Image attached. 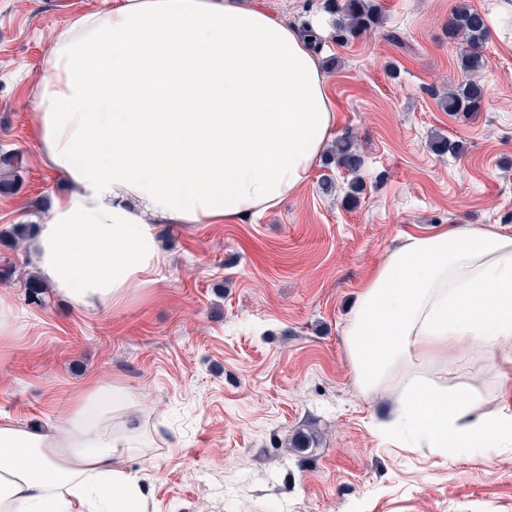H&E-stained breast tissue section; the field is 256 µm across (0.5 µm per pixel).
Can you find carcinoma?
Listing matches in <instances>:
<instances>
[{
    "instance_id": "1",
    "label": "carcinoma",
    "mask_w": 512,
    "mask_h": 512,
    "mask_svg": "<svg viewBox=\"0 0 512 512\" xmlns=\"http://www.w3.org/2000/svg\"><path fill=\"white\" fill-rule=\"evenodd\" d=\"M324 8L336 16L334 39L338 44H347L363 35L370 34L383 26V15L374 0H326ZM489 36L485 15L473 9L465 0H459L448 21V40L462 45L458 56L460 69L469 75L456 89L441 99V106L449 112H477L480 110L484 89L470 75L483 67L480 49ZM363 158L350 136L337 138L325 157V167L342 168L353 175L345 203L352 207L359 201L365 190L364 182L358 177ZM23 167V155L18 151L0 153V193L12 194L16 185L13 177ZM33 235L30 224H16L6 239L0 243L16 245Z\"/></svg>"
}]
</instances>
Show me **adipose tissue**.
Returning a JSON list of instances; mask_svg holds the SVG:
<instances>
[{"label": "adipose tissue", "mask_w": 512, "mask_h": 512, "mask_svg": "<svg viewBox=\"0 0 512 512\" xmlns=\"http://www.w3.org/2000/svg\"><path fill=\"white\" fill-rule=\"evenodd\" d=\"M73 190L37 225L41 277L96 313L150 285L159 224H221L277 206L336 127L307 41L257 0H117L61 28L33 114ZM355 381L396 402L388 429L435 454L512 442V374L495 413L430 376L449 352L512 343V236L451 225L405 236L342 328ZM135 393L98 382L60 433L0 419V512H148L124 459L145 442Z\"/></svg>", "instance_id": "adipose-tissue-1"}]
</instances>
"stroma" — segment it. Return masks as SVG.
<instances>
[{
    "label": "stroma",
    "instance_id": "35a3bbf8",
    "mask_svg": "<svg viewBox=\"0 0 512 512\" xmlns=\"http://www.w3.org/2000/svg\"><path fill=\"white\" fill-rule=\"evenodd\" d=\"M285 24L323 22L320 52L337 134L364 157L359 202L320 189L323 166L278 207L234 224H160L154 283L89 314L46 290L29 304L31 242L0 244V297L21 329L0 339V416L57 431L93 381L138 394L156 445L128 466L149 512H512V445L447 456L381 431L393 406L357 388L342 327L355 297L405 235L449 224L512 235V23L482 54L477 112L439 99L463 75L448 39L457 0H377L381 33L330 42L324 0H260ZM103 0H0V152L22 151L19 186L0 194V234L40 224L69 191L32 132L35 82L53 33ZM393 31L398 41L386 39ZM444 136L457 154L431 143ZM512 347L472 349L434 367L492 400Z\"/></svg>",
    "mask_w": 512,
    "mask_h": 512
}]
</instances>
